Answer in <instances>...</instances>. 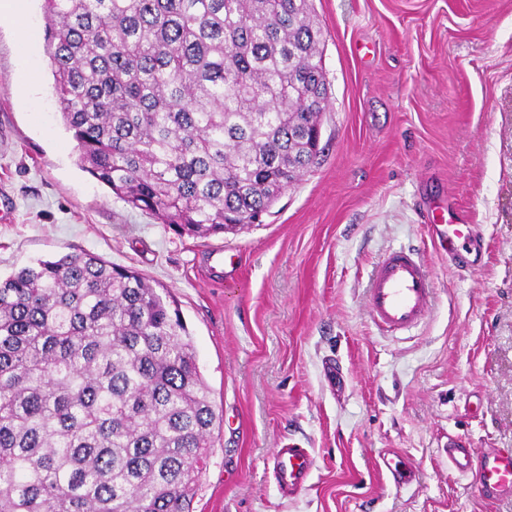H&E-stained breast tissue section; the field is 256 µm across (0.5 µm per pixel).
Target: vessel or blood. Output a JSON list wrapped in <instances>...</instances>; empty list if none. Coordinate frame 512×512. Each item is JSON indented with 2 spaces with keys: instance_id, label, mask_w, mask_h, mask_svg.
<instances>
[{
  "instance_id": "vessel-or-blood-1",
  "label": "vessel or blood",
  "mask_w": 512,
  "mask_h": 512,
  "mask_svg": "<svg viewBox=\"0 0 512 512\" xmlns=\"http://www.w3.org/2000/svg\"><path fill=\"white\" fill-rule=\"evenodd\" d=\"M434 287L419 252L399 247L386 253L374 268L367 288L368 307L378 327L401 332L424 321ZM448 462L458 473H475L479 490L486 497L512 496V448H487L477 452L460 441L448 450ZM313 472L309 449H280L272 465L279 489L303 491Z\"/></svg>"
}]
</instances>
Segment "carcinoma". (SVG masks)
Wrapping results in <instances>:
<instances>
[{
	"instance_id": "carcinoma-1",
	"label": "carcinoma",
	"mask_w": 512,
	"mask_h": 512,
	"mask_svg": "<svg viewBox=\"0 0 512 512\" xmlns=\"http://www.w3.org/2000/svg\"><path fill=\"white\" fill-rule=\"evenodd\" d=\"M82 166L187 236L266 215L329 102L314 0H41ZM217 416L178 310L80 252L0 277V512H189Z\"/></svg>"
}]
</instances>
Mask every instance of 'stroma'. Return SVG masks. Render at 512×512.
<instances>
[{"label":"stroma","instance_id":"stroma-1","mask_svg":"<svg viewBox=\"0 0 512 512\" xmlns=\"http://www.w3.org/2000/svg\"><path fill=\"white\" fill-rule=\"evenodd\" d=\"M314 5L323 153L263 223L192 238L81 168L41 3L26 0L29 39L0 23V275L89 252L167 289L217 414L192 512H512L447 454L458 437L512 448V0ZM443 209L472 225L477 266L431 240ZM400 246L423 255L435 294L422 325L391 336L366 289ZM292 443L315 471L288 497L270 458ZM389 450L410 484L380 472Z\"/></svg>","mask_w":512,"mask_h":512}]
</instances>
